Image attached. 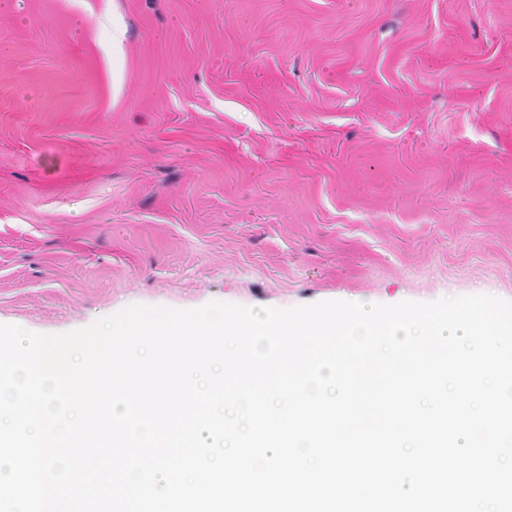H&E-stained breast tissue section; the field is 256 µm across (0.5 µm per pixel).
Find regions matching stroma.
<instances>
[{
  "label": "stroma",
  "instance_id": "35a3bbf8",
  "mask_svg": "<svg viewBox=\"0 0 512 512\" xmlns=\"http://www.w3.org/2000/svg\"><path fill=\"white\" fill-rule=\"evenodd\" d=\"M474 294L512 301V0H0V324Z\"/></svg>",
  "mask_w": 512,
  "mask_h": 512
}]
</instances>
